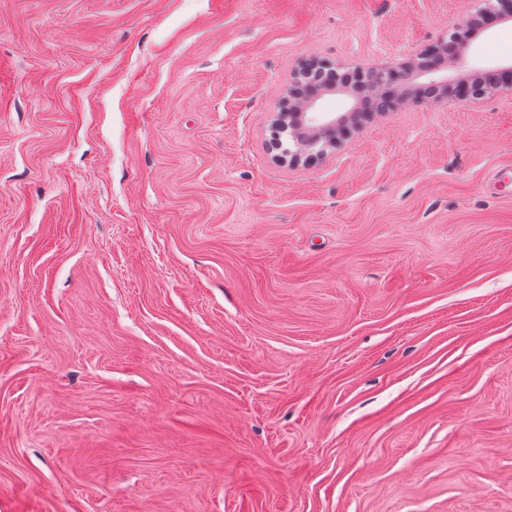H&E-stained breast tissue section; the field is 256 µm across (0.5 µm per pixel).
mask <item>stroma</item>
I'll return each mask as SVG.
<instances>
[{
  "label": "stroma",
  "mask_w": 512,
  "mask_h": 512,
  "mask_svg": "<svg viewBox=\"0 0 512 512\" xmlns=\"http://www.w3.org/2000/svg\"><path fill=\"white\" fill-rule=\"evenodd\" d=\"M475 6L0 0V512H512V96L267 149ZM333 66L326 59L311 58L294 72L271 119V130H280L289 140L287 150L278 139L268 140V150L278 163L298 166L322 159L351 137L350 128H359L356 114L362 111L363 104L355 97H349L345 113L335 116L320 110L319 97L314 94L317 87L336 88V93L346 94L334 80L336 73L328 72Z\"/></svg>",
  "instance_id": "1"
}]
</instances>
